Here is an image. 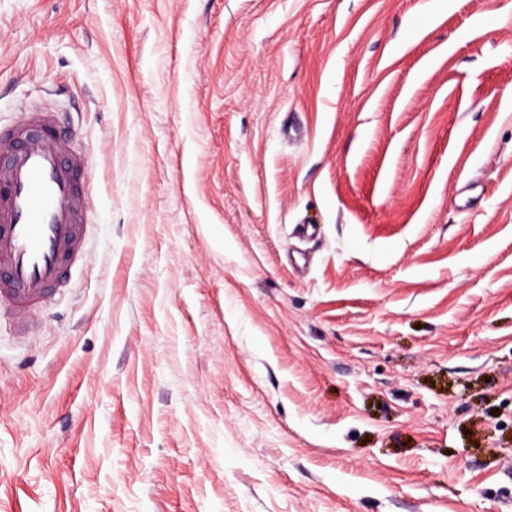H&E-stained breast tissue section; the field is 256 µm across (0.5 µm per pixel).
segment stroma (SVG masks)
<instances>
[{"instance_id":"stroma-1","label":"stroma","mask_w":512,"mask_h":512,"mask_svg":"<svg viewBox=\"0 0 512 512\" xmlns=\"http://www.w3.org/2000/svg\"><path fill=\"white\" fill-rule=\"evenodd\" d=\"M27 111L96 167L0 512H512V0H0Z\"/></svg>"}]
</instances>
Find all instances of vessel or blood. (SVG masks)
Instances as JSON below:
<instances>
[{
    "label": "vessel or blood",
    "instance_id": "vessel-or-blood-1",
    "mask_svg": "<svg viewBox=\"0 0 512 512\" xmlns=\"http://www.w3.org/2000/svg\"><path fill=\"white\" fill-rule=\"evenodd\" d=\"M52 113L29 112L0 128V303L23 328L27 315L84 251L90 203L81 181L92 159L69 156Z\"/></svg>",
    "mask_w": 512,
    "mask_h": 512
}]
</instances>
